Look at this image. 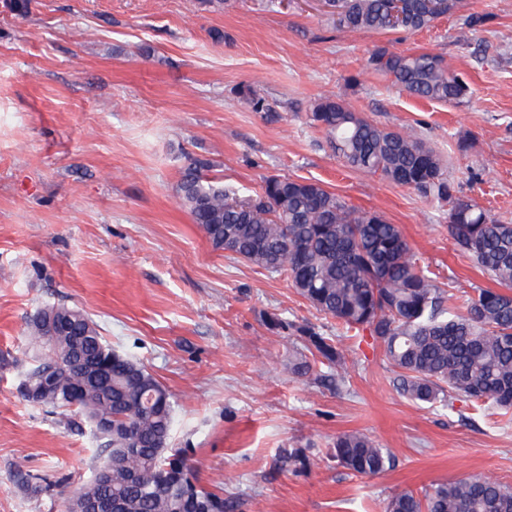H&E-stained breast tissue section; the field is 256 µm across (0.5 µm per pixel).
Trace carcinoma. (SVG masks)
Here are the masks:
<instances>
[{
	"mask_svg": "<svg viewBox=\"0 0 512 512\" xmlns=\"http://www.w3.org/2000/svg\"><path fill=\"white\" fill-rule=\"evenodd\" d=\"M461 6V0H403L401 28L418 31ZM339 26L386 33L396 29L393 0H345ZM367 67L393 77L412 97L444 102L471 95L469 84L430 53L383 49ZM311 121L337 156L355 168L379 172L424 198L448 206V232L496 283L466 296V312L448 311V289L417 262L398 225L357 211L320 183L270 177L241 197L213 163L186 156L177 192L194 223L216 250L285 277L318 314L345 332H370L397 369L399 389L414 403L449 405L463 398L512 412V223L488 216L457 196L439 155L414 135L386 131L332 96L319 99ZM272 330L299 337L312 360L288 365L307 376L320 363L331 373L314 381L336 387L332 370L344 364L335 341L308 323L270 315ZM39 346L27 383L36 403L73 412L94 429L112 423L101 453L112 459L107 482L91 478L85 496L118 502L117 512H224V494L202 486L188 450L169 447L173 405L168 390L143 365L112 349L82 310L47 306L28 317ZM52 370L53 386L39 392L38 376ZM331 457L359 476L393 464L389 451L359 432L336 436ZM386 512H512V489L483 476L432 484L419 495L393 496Z\"/></svg>",
	"mask_w": 512,
	"mask_h": 512,
	"instance_id": "obj_1",
	"label": "carcinoma"
}]
</instances>
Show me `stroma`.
Wrapping results in <instances>:
<instances>
[{
	"instance_id": "obj_1",
	"label": "stroma",
	"mask_w": 512,
	"mask_h": 512,
	"mask_svg": "<svg viewBox=\"0 0 512 512\" xmlns=\"http://www.w3.org/2000/svg\"><path fill=\"white\" fill-rule=\"evenodd\" d=\"M15 2L0 0V512H65L100 453L87 422L20 392L36 352L27 318L57 304L170 392V447L231 512H385L401 491L471 475L512 488L499 409L408 400L379 342L342 336L287 279L214 250L176 191L188 152L242 195L270 176L318 182L398 225L464 312L492 282L456 250L447 208L347 166L310 113L333 96L414 130L458 196L512 223V0H462L432 27L384 35L339 28L321 0ZM472 14L485 22L461 37ZM380 49L440 55L474 93L411 97L368 69ZM273 313L336 337L339 390L289 373L299 346L267 328ZM349 431L394 467L362 477L328 460ZM297 449L308 469L289 463ZM31 474L48 490L31 492Z\"/></svg>"
}]
</instances>
